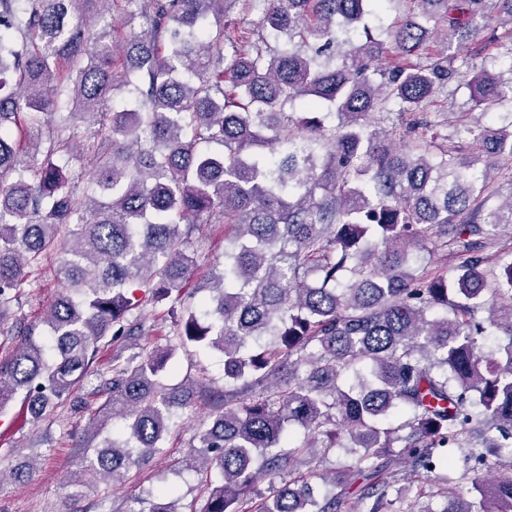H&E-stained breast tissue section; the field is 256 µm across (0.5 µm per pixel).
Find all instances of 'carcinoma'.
Here are the masks:
<instances>
[{
	"instance_id": "obj_1",
	"label": "carcinoma",
	"mask_w": 512,
	"mask_h": 512,
	"mask_svg": "<svg viewBox=\"0 0 512 512\" xmlns=\"http://www.w3.org/2000/svg\"><path fill=\"white\" fill-rule=\"evenodd\" d=\"M118 2L0 0V332L15 341L0 410L19 393L34 425L81 409L99 343L113 345L87 431L99 443L66 498L122 484L160 451L194 396L166 376L193 345L224 354L215 414L181 467L205 478L203 512H512V249L491 252L512 195L488 206L512 172V0H248L275 49L226 31L239 0H124L117 44ZM490 13L509 29L463 53ZM440 38L448 54L433 58ZM451 87L508 109L489 124L458 112L441 134L427 108ZM118 91L134 106L110 114ZM75 160L94 167L81 192ZM214 212L224 264L197 300L188 229ZM51 255L63 291L38 339L5 322ZM131 284L170 302L165 347L130 351L144 335ZM336 448L347 459L316 497L319 473L299 467ZM491 458L509 472L487 477ZM285 473L273 497L252 495ZM438 473L434 511L414 484ZM134 503L185 512L171 486Z\"/></svg>"
}]
</instances>
